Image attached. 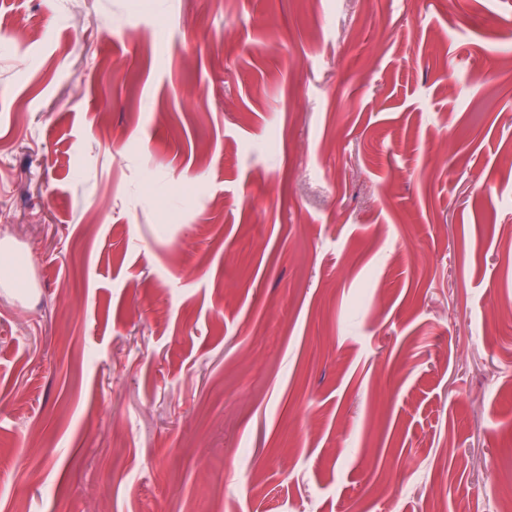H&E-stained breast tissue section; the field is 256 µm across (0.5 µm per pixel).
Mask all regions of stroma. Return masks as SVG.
I'll return each instance as SVG.
<instances>
[{
  "instance_id": "35a3bbf8",
  "label": "stroma",
  "mask_w": 512,
  "mask_h": 512,
  "mask_svg": "<svg viewBox=\"0 0 512 512\" xmlns=\"http://www.w3.org/2000/svg\"><path fill=\"white\" fill-rule=\"evenodd\" d=\"M0 19V512L512 502V0Z\"/></svg>"
}]
</instances>
